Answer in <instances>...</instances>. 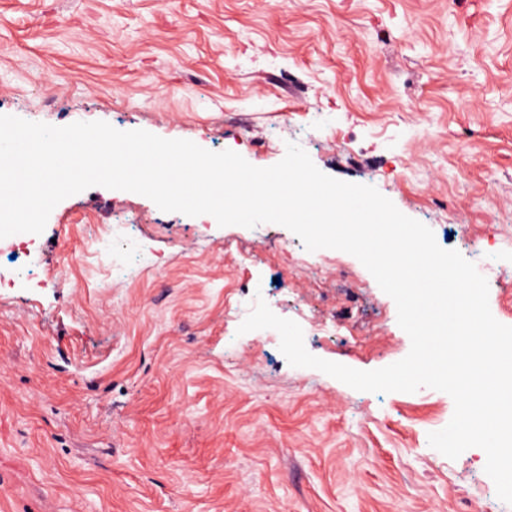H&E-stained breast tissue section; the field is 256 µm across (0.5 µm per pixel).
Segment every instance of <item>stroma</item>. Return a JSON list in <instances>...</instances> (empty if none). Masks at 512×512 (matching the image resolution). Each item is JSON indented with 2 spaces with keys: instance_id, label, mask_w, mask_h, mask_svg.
<instances>
[{
  "instance_id": "35a3bbf8",
  "label": "stroma",
  "mask_w": 512,
  "mask_h": 512,
  "mask_svg": "<svg viewBox=\"0 0 512 512\" xmlns=\"http://www.w3.org/2000/svg\"><path fill=\"white\" fill-rule=\"evenodd\" d=\"M0 115L261 168L297 143L474 262L512 325V0H0ZM120 213L154 260L122 280L94 235ZM0 267L27 276L0 288V512H512L482 449L429 445L447 393L354 390L224 311L259 294L311 354L393 364L410 338L351 254L94 186Z\"/></svg>"
}]
</instances>
